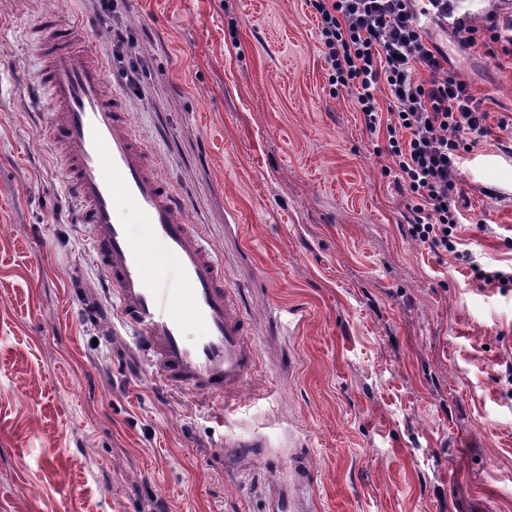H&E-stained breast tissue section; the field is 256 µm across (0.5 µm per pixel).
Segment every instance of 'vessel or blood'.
Wrapping results in <instances>:
<instances>
[{
	"label": "vessel or blood",
	"instance_id": "vessel-or-blood-1",
	"mask_svg": "<svg viewBox=\"0 0 512 512\" xmlns=\"http://www.w3.org/2000/svg\"><path fill=\"white\" fill-rule=\"evenodd\" d=\"M57 109L50 138L92 229L95 261L163 380L192 394H239L255 370L252 325L224 263L137 138L107 67L78 25L41 17L28 34Z\"/></svg>",
	"mask_w": 512,
	"mask_h": 512
}]
</instances>
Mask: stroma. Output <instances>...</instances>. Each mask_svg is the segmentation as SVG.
Masks as SVG:
<instances>
[{"label":"stroma","mask_w":512,"mask_h":512,"mask_svg":"<svg viewBox=\"0 0 512 512\" xmlns=\"http://www.w3.org/2000/svg\"><path fill=\"white\" fill-rule=\"evenodd\" d=\"M46 14L91 33L224 260L258 351L234 401L162 384L113 317L46 136ZM426 33L512 115V54ZM317 34L306 0H0V512H273L283 485L301 512H512V291L410 238ZM462 189L473 258L512 262V157L480 143Z\"/></svg>","instance_id":"stroma-1"}]
</instances>
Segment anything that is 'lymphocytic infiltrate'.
Wrapping results in <instances>:
<instances>
[{
    "mask_svg": "<svg viewBox=\"0 0 512 512\" xmlns=\"http://www.w3.org/2000/svg\"><path fill=\"white\" fill-rule=\"evenodd\" d=\"M318 20L330 96L352 95L365 128L383 134L375 154L396 186L407 188L409 232L431 249L468 260L459 249L463 214L459 200L464 164L507 120L489 114L467 85L447 68L448 59L425 35L422 18L450 21L469 43L488 38L512 51V34L490 21L485 28L454 16L451 0H307ZM389 108H381L379 88Z\"/></svg>",
    "mask_w": 512,
    "mask_h": 512,
    "instance_id": "lymphocytic-infiltrate-1",
    "label": "lymphocytic infiltrate"
}]
</instances>
